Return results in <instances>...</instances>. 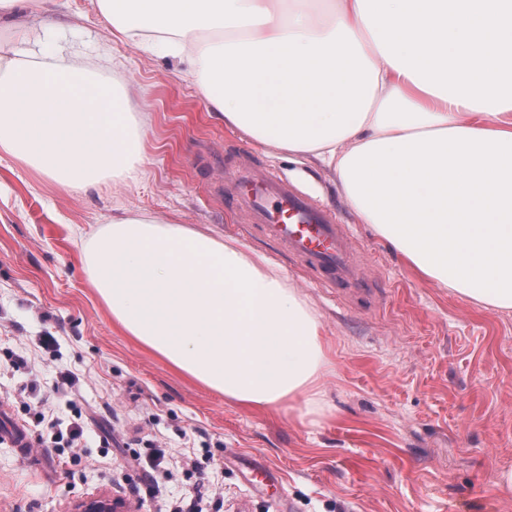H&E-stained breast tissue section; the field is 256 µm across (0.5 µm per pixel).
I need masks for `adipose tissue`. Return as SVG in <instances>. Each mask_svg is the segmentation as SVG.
Wrapping results in <instances>:
<instances>
[{
  "label": "adipose tissue",
  "mask_w": 512,
  "mask_h": 512,
  "mask_svg": "<svg viewBox=\"0 0 512 512\" xmlns=\"http://www.w3.org/2000/svg\"><path fill=\"white\" fill-rule=\"evenodd\" d=\"M102 2L113 34L157 33L186 60L225 125L332 168L421 275L512 310V0ZM2 154L64 188L135 181L145 162L114 84L33 53L0 66ZM82 251L113 320L175 369L231 404L315 412L321 324L266 258L149 215Z\"/></svg>",
  "instance_id": "ef3b65f1"
}]
</instances>
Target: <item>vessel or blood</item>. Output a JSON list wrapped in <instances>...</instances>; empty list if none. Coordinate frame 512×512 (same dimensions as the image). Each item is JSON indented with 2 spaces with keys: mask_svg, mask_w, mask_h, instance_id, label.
I'll use <instances>...</instances> for the list:
<instances>
[{
  "mask_svg": "<svg viewBox=\"0 0 512 512\" xmlns=\"http://www.w3.org/2000/svg\"><path fill=\"white\" fill-rule=\"evenodd\" d=\"M231 196L249 223L260 225L284 248L318 273L322 281L354 288L363 280V262L352 242V228L335 211L270 173H241L231 181ZM0 440L29 453L30 436L22 424L0 431Z\"/></svg>",
  "mask_w": 512,
  "mask_h": 512,
  "instance_id": "1",
  "label": "vessel or blood"
}]
</instances>
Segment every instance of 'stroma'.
I'll use <instances>...</instances> for the list:
<instances>
[{"instance_id": "stroma-1", "label": "stroma", "mask_w": 512, "mask_h": 512, "mask_svg": "<svg viewBox=\"0 0 512 512\" xmlns=\"http://www.w3.org/2000/svg\"><path fill=\"white\" fill-rule=\"evenodd\" d=\"M38 49L121 81L147 122L146 174L64 189L11 158L0 160V401L24 422L30 455L0 443V512H71L81 500L124 499L133 512H166L204 494L203 512H512L496 486L512 468V311L474 305L425 278L344 200L336 174L288 157L225 126L193 77L154 38L119 40L98 0H34L16 27L0 29V59ZM270 170L353 225L367 292L312 284L301 264L224 207L237 169ZM148 213L267 257L321 323L330 365L319 411L251 409L173 368L127 336L89 284L72 231L101 232L113 217ZM56 336L55 350L41 336ZM31 373L9 370L11 357ZM72 405L51 404L90 428L79 454L59 453L38 397L60 374ZM37 378L39 395L24 390ZM161 447L171 471L162 495L145 494L136 456ZM277 487L253 485L255 465Z\"/></svg>"}]
</instances>
